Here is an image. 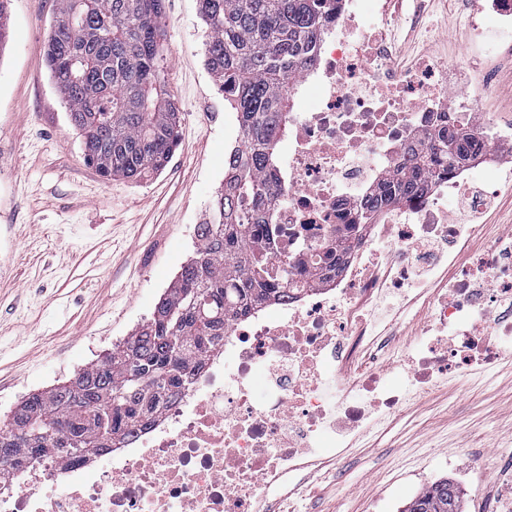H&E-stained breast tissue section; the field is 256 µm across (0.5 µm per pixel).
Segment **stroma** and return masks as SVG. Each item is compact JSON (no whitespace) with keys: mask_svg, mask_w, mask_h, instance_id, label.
Masks as SVG:
<instances>
[{"mask_svg":"<svg viewBox=\"0 0 512 512\" xmlns=\"http://www.w3.org/2000/svg\"><path fill=\"white\" fill-rule=\"evenodd\" d=\"M415 8L403 0L401 23L387 31L392 56L464 62L469 29L458 0H427L419 31L409 22ZM57 9V0H11L0 50V423L151 317L193 254L239 135L205 67L197 0H165L178 144L160 172L137 182L104 179L86 162L45 62ZM493 63L491 78L460 70L452 79L478 85L479 110L508 120L512 46L502 45ZM383 306L398 315L389 373L400 376L427 307L405 313L392 297ZM449 455L455 466L442 468ZM420 475L453 481L464 512H485L512 483V350L476 379L440 380L334 459L291 475L270 502L276 512H405Z\"/></svg>","mask_w":512,"mask_h":512,"instance_id":"stroma-1","label":"stroma"}]
</instances>
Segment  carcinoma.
<instances>
[{
	"instance_id": "cac0c4a2",
	"label": "carcinoma",
	"mask_w": 512,
	"mask_h": 512,
	"mask_svg": "<svg viewBox=\"0 0 512 512\" xmlns=\"http://www.w3.org/2000/svg\"><path fill=\"white\" fill-rule=\"evenodd\" d=\"M207 27L205 66L236 112L239 141L224 164L208 222L197 225L194 256L169 284L148 321L76 379L34 393L0 426V450L17 463L3 478L60 448L72 458L119 448L158 414L166 395L224 336L234 315L270 301L288 285L270 275L279 143L288 123L291 79L310 64L331 0H198ZM165 0H59L47 42L54 86L82 138L84 157L106 179L136 180L163 169L177 143V112L161 50ZM467 131L440 128L412 154L359 220L400 203L417 178L475 156ZM407 512H461L446 479L417 494Z\"/></svg>"
}]
</instances>
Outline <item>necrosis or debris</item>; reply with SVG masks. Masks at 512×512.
<instances>
[{"mask_svg": "<svg viewBox=\"0 0 512 512\" xmlns=\"http://www.w3.org/2000/svg\"><path fill=\"white\" fill-rule=\"evenodd\" d=\"M389 16L390 0H339L313 67L288 85L301 111L288 119L280 202L270 214L272 269H288L286 296L237 316L163 413L123 447L101 460L46 456L38 473L16 474L0 512H260L283 476L323 461L441 376L468 377L512 346V232L468 253L484 233L480 214L512 193V121L449 88L451 58L395 68L382 28ZM369 17L380 26L366 25ZM441 127L473 131L493 155L385 205L339 266L326 267L325 252L366 197ZM379 238L392 244L382 260ZM415 280L438 291L427 299L415 358L389 381V339L373 316ZM328 365L330 396L321 388ZM259 384L265 399L256 405Z\"/></svg>", "mask_w": 512, "mask_h": 512, "instance_id": "necrosis-or-debris-1", "label": "necrosis or debris"}]
</instances>
